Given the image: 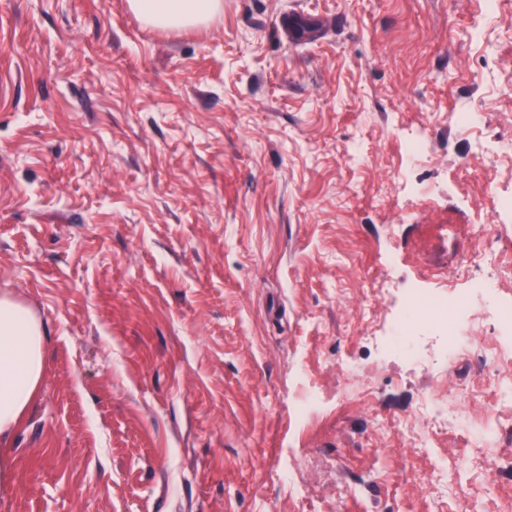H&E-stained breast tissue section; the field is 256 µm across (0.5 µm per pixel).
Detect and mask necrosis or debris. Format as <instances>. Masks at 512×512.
<instances>
[{"label": "necrosis or debris", "instance_id": "4bbe7bcc", "mask_svg": "<svg viewBox=\"0 0 512 512\" xmlns=\"http://www.w3.org/2000/svg\"><path fill=\"white\" fill-rule=\"evenodd\" d=\"M464 233L474 247L457 259L458 271L467 274L476 268L502 270V255L493 248L495 239L503 233L502 226L468 224ZM478 304L502 327L512 330V298H501L495 279L490 277L471 291L407 289L400 298V313L383 341L389 351L417 365H429L438 357L447 360L449 373L460 376L454 390L459 402L469 400L474 383H483L488 402L482 418L476 421L449 413L443 390L428 392L412 423L413 441L415 447H428L434 436L455 426L462 432L463 460L482 454L486 481L492 485L498 478V465L491 450L502 438L512 436V425L503 417L505 407L512 406V385L501 377L512 359L506 354V340L465 335L464 328L472 322Z\"/></svg>", "mask_w": 512, "mask_h": 512}]
</instances>
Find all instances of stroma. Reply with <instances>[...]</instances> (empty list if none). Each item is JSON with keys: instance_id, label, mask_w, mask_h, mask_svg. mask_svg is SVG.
<instances>
[{"instance_id": "obj_1", "label": "stroma", "mask_w": 512, "mask_h": 512, "mask_svg": "<svg viewBox=\"0 0 512 512\" xmlns=\"http://www.w3.org/2000/svg\"><path fill=\"white\" fill-rule=\"evenodd\" d=\"M223 2L162 30L127 0H0V295L46 336L0 512H452L459 484L491 512L460 435L385 433L452 384L363 345L395 299L363 302L473 287L458 227L512 222L476 149L512 142V0ZM456 105L478 133L447 131Z\"/></svg>"}]
</instances>
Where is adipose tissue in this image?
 <instances>
[{"label": "adipose tissue", "instance_id": "ef3b65f1", "mask_svg": "<svg viewBox=\"0 0 512 512\" xmlns=\"http://www.w3.org/2000/svg\"><path fill=\"white\" fill-rule=\"evenodd\" d=\"M147 25L181 29L208 23L223 0H128ZM45 336L39 320L21 302L0 296V438L9 436L27 411L43 378Z\"/></svg>", "mask_w": 512, "mask_h": 512}]
</instances>
